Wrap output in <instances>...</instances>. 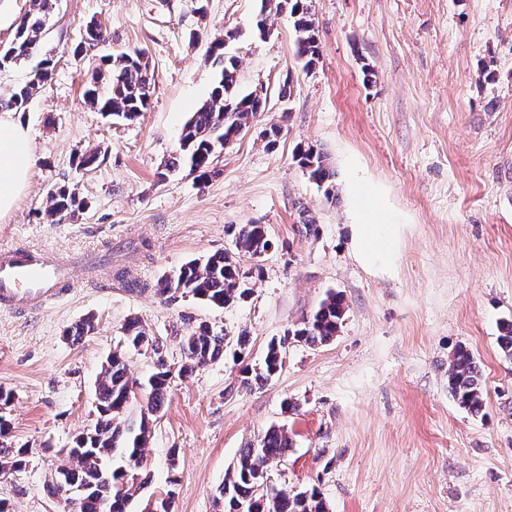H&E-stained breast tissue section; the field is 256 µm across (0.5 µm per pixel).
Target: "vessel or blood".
<instances>
[{
    "label": "vessel or blood",
    "instance_id": "b4317fda",
    "mask_svg": "<svg viewBox=\"0 0 512 512\" xmlns=\"http://www.w3.org/2000/svg\"><path fill=\"white\" fill-rule=\"evenodd\" d=\"M77 264L34 247L0 249V309L18 314L43 310L65 295Z\"/></svg>",
    "mask_w": 512,
    "mask_h": 512
}]
</instances>
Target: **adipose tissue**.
<instances>
[{
  "mask_svg": "<svg viewBox=\"0 0 512 512\" xmlns=\"http://www.w3.org/2000/svg\"><path fill=\"white\" fill-rule=\"evenodd\" d=\"M36 164L28 128L18 114H0V216L13 206ZM353 222L350 243L365 267L388 271L398 247L399 227L382 203L377 187L352 182Z\"/></svg>",
  "mask_w": 512,
  "mask_h": 512,
  "instance_id": "ef3b65f1",
  "label": "adipose tissue"
}]
</instances>
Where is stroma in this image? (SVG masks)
Returning a JSON list of instances; mask_svg holds the SVG:
<instances>
[{"instance_id": "1", "label": "stroma", "mask_w": 512, "mask_h": 512, "mask_svg": "<svg viewBox=\"0 0 512 512\" xmlns=\"http://www.w3.org/2000/svg\"><path fill=\"white\" fill-rule=\"evenodd\" d=\"M310 5L321 54L307 71L288 15L256 33L258 0H57L35 53L53 60V76L23 114L37 162L0 217V247L108 256L112 266L41 312L0 310L10 440L32 450L24 470L0 476L13 512H64L51 476L94 423L101 364L133 316L175 368L198 322L251 338L244 361L173 378L136 512L170 488L172 512H223L215 494L226 470L274 424L294 446L271 468L272 482L318 488L330 512H512V361L497 345L512 320V0ZM90 22L112 38L73 56ZM226 31L237 34L226 50L239 59L242 90L266 97L268 109L224 149L216 177L159 180L186 116L210 94L217 66L208 47ZM139 50L155 77L148 110L132 122L104 116L86 102V84L101 56ZM485 68L495 81H479ZM273 124L281 135L271 149L264 131ZM300 144L328 156L335 200L295 161ZM85 154L96 162L80 166ZM355 178L381 190L401 226L396 263L383 274L350 246ZM63 184L83 205L49 217L48 195ZM301 205L317 220L304 236ZM242 224L266 225L271 239L247 299L214 309L157 297L163 274L231 249L229 230ZM331 292L345 298L333 341L289 346L268 385L242 387L241 369ZM87 319L93 331L71 343L68 330ZM460 346L484 377L476 417L448 391ZM287 399L296 411L285 412Z\"/></svg>"}]
</instances>
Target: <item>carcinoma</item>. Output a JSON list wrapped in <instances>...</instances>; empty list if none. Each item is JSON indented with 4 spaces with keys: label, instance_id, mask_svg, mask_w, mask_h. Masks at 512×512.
I'll list each match as a JSON object with an SVG mask.
<instances>
[{
    "label": "carcinoma",
    "instance_id": "obj_1",
    "mask_svg": "<svg viewBox=\"0 0 512 512\" xmlns=\"http://www.w3.org/2000/svg\"><path fill=\"white\" fill-rule=\"evenodd\" d=\"M52 9L51 0H30L29 10L21 18L11 42L0 48V70L9 68L31 57L46 32V19ZM288 12L295 31V54L303 60L307 70L315 66L320 56L318 27L310 8V0H260L256 27L266 32V22L273 13ZM110 35L97 23L86 25L74 48L79 55L107 41ZM236 38L227 31L224 38L211 42L210 55L219 66L214 78L210 99L190 113L185 121L179 145L158 172L163 180L168 173L185 169L201 179L216 174L215 165L224 150V139L233 132L245 131L250 120L266 111L267 99L239 89V63L235 56L223 52L226 44ZM110 73L109 87L100 92L98 80H93L85 91L87 101L98 111L119 121H133L149 108L152 75L144 61V54L122 52L101 59ZM49 60L33 68L27 80L8 97H0V111L19 112L51 78ZM311 181L334 196V171L328 157L314 146H300L294 154ZM51 215L75 211L81 205L76 194L66 186L55 188L49 195ZM234 249L217 251L197 258L169 275H162L156 283V294L166 302L180 297H193L221 308L231 307L248 298L250 279L259 269L245 268L243 259H257L270 246L263 224H243L231 228ZM345 314L344 297L331 293L319 307L299 325L289 329L278 339H272L263 361L241 370L240 383L245 388L263 387L273 380L283 364V353L288 344L302 343L308 347L325 345L337 335ZM125 346L138 350L146 341L157 350L159 340L152 336L137 317L129 318L122 326ZM498 344L502 354L512 360V321L501 325ZM233 355L245 357L250 337L244 333L231 336L216 330L206 322L193 327L183 337V363L178 374L187 377L208 364L223 358L229 346ZM139 388L141 394L139 418H125L136 397L129 391ZM170 381L167 370L155 369L144 379L130 376L125 356L113 352L102 365L95 390L97 418L87 435H78L74 441L86 439V449L68 453L70 462L61 470L74 487H84L86 494L75 512H103L101 502L112 498L110 512H131L130 506L144 486L152 480L148 468L142 466L151 435V423L165 406ZM448 392L458 405L473 416L484 410L482 373L473 354L458 348L448 367ZM9 421L0 415V469L20 471L28 462V449L3 445L8 438ZM294 442L287 428L272 425L255 439L239 449L232 469L226 472L224 483L216 489L224 512H329L321 492L313 487L305 491L280 490L275 495L265 492L271 464L288 458Z\"/></svg>",
    "mask_w": 512,
    "mask_h": 512
}]
</instances>
